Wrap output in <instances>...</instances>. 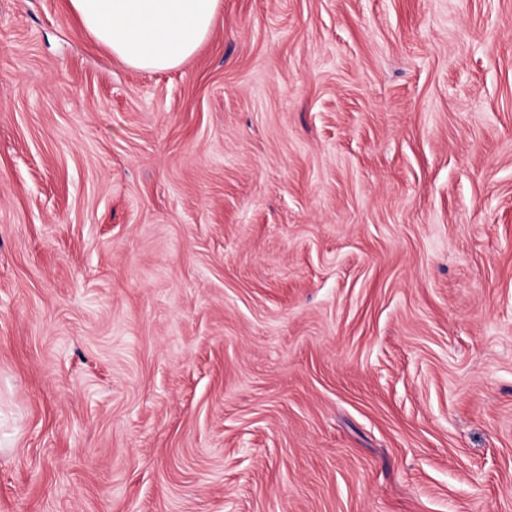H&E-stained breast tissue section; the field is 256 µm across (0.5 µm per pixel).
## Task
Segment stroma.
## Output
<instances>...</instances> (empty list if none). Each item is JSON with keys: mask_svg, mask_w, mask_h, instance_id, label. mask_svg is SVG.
I'll use <instances>...</instances> for the list:
<instances>
[{"mask_svg": "<svg viewBox=\"0 0 512 512\" xmlns=\"http://www.w3.org/2000/svg\"><path fill=\"white\" fill-rule=\"evenodd\" d=\"M0 512H512V0H0ZM222 0H68L82 28L145 71L175 68L210 34Z\"/></svg>", "mask_w": 512, "mask_h": 512, "instance_id": "1", "label": "stroma"}]
</instances>
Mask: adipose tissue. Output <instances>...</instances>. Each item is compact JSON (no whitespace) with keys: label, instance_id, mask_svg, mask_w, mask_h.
Returning a JSON list of instances; mask_svg holds the SVG:
<instances>
[{"label":"adipose tissue","instance_id":"adipose-tissue-1","mask_svg":"<svg viewBox=\"0 0 512 512\" xmlns=\"http://www.w3.org/2000/svg\"><path fill=\"white\" fill-rule=\"evenodd\" d=\"M222 0H68L83 29L145 71L179 66L210 34Z\"/></svg>","mask_w":512,"mask_h":512}]
</instances>
